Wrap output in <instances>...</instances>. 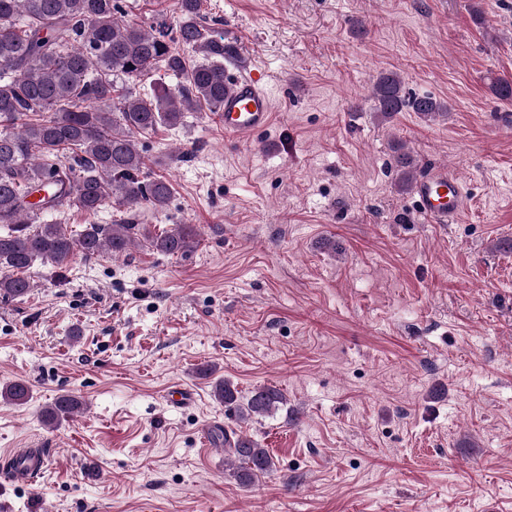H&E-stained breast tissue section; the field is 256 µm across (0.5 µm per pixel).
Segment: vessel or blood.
Segmentation results:
<instances>
[{
  "label": "vessel or blood",
  "instance_id": "vessel-or-blood-1",
  "mask_svg": "<svg viewBox=\"0 0 512 512\" xmlns=\"http://www.w3.org/2000/svg\"><path fill=\"white\" fill-rule=\"evenodd\" d=\"M229 88L217 115L225 135L247 137L267 129L272 98L264 74L256 66L245 65L228 76ZM411 198L417 211L431 223L456 221L466 204L464 182L448 167L435 166L413 182Z\"/></svg>",
  "mask_w": 512,
  "mask_h": 512
}]
</instances>
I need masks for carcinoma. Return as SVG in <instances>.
I'll return each instance as SVG.
<instances>
[{"instance_id": "1", "label": "carcinoma", "mask_w": 512, "mask_h": 512, "mask_svg": "<svg viewBox=\"0 0 512 512\" xmlns=\"http://www.w3.org/2000/svg\"><path fill=\"white\" fill-rule=\"evenodd\" d=\"M202 0H176L173 21L125 19L119 0H0V294L19 298L32 283L36 263L65 268L80 255L121 257L135 246L161 254H186L200 245L194 224L158 231L136 222L143 209L163 212L173 188L149 171L139 137L183 122L185 113L224 105L226 64L239 58L224 42V20L207 25ZM199 58L189 59L179 46ZM176 81L150 97L132 85L158 73ZM373 109L385 119L411 110L424 118L448 112L447 104L404 90L399 76L372 80ZM398 184L405 188L417 166L408 153L393 156ZM110 206L119 219L84 224L78 230L48 220L73 208L88 216ZM214 397L239 423L287 404L285 393L264 385L246 401L228 380ZM30 398L21 381L0 389V399L22 405ZM69 393L44 411L58 424L80 408ZM224 459L246 487L272 471L266 449L242 431L224 429Z\"/></svg>"}]
</instances>
